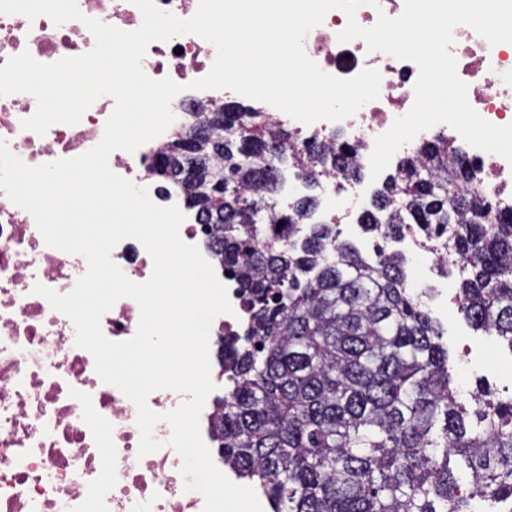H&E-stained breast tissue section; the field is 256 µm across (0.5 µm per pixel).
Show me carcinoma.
<instances>
[{
    "label": "carcinoma",
    "instance_id": "carcinoma-1",
    "mask_svg": "<svg viewBox=\"0 0 512 512\" xmlns=\"http://www.w3.org/2000/svg\"><path fill=\"white\" fill-rule=\"evenodd\" d=\"M182 131L158 163L170 186ZM199 154L224 195L204 206L209 248L249 306V347L234 356L215 422L224 459L273 512H512V396L460 397L439 327L387 241L407 224L455 225L459 310L512 351V219L448 175L445 142L427 143L374 195L360 220L375 260L311 223L306 195L271 212L275 174L296 159L260 110L224 106ZM288 225L282 241L278 223ZM471 471L462 487L450 467Z\"/></svg>",
    "mask_w": 512,
    "mask_h": 512
}]
</instances>
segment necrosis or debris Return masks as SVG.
Here are the masks:
<instances>
[{
  "label": "necrosis or debris",
  "instance_id": "necrosis-or-debris-1",
  "mask_svg": "<svg viewBox=\"0 0 512 512\" xmlns=\"http://www.w3.org/2000/svg\"><path fill=\"white\" fill-rule=\"evenodd\" d=\"M77 4L81 19L59 26L46 16L31 21L20 14H0V66L24 51L44 64L89 52L94 37L84 23L88 17L124 31L136 30L142 23L131 0H77ZM346 25L342 10L329 11L306 35L304 51L322 71L340 78L366 68L377 70L378 99L339 122L306 125L272 106L265 118L288 129L302 154L341 145L343 165L316 168L315 179L329 218L350 237L358 228L352 211L363 191L346 168L355 164L369 171L375 137L410 110L420 70L413 61L368 51L363 40L339 42ZM453 38L450 51L459 78L468 86L470 105L493 124H512V52L505 44H490L467 25L456 26ZM214 59L213 45L194 34L149 45L142 62L145 73L153 79L171 78L184 87L171 102L176 123H183L199 101L244 103V96L230 90L190 89V82L209 73ZM36 108L34 96L28 93L0 97V140L30 166L73 158L96 146L114 101L100 97L79 123H57L42 135L21 125ZM172 137V132H165L135 152L117 150L108 159L115 174L148 187L152 200L161 206L182 203L179 196L166 195L149 174ZM439 138L459 147L463 169L493 209L511 215L512 163L466 144L448 124L423 131L400 148L389 164L390 172H397L422 144ZM403 239L413 271L422 276L460 265L447 234H429L411 224ZM111 258L131 281L141 283L151 275V258L137 240L121 241ZM86 270L83 256L48 246L32 215L0 192V512H203V496L188 495L183 489L182 460L167 445L169 424L161 422L154 428L162 448L139 456L135 405L101 380L93 355L75 344L72 321L33 291L40 283L69 293ZM227 290L233 311L215 317L210 334L223 338L224 357L229 360L249 315L237 286L228 284ZM139 318L137 303L121 298L103 315L102 333L112 341L128 340Z\"/></svg>",
  "mask_w": 512,
  "mask_h": 512
}]
</instances>
